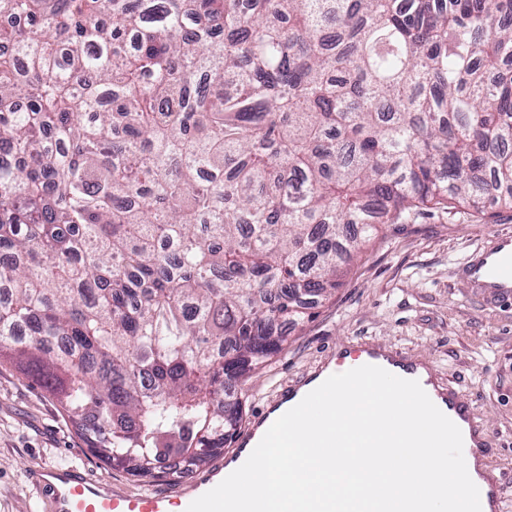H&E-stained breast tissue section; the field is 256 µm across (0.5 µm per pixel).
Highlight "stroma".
Returning a JSON list of instances; mask_svg holds the SVG:
<instances>
[{"label": "stroma", "mask_w": 512, "mask_h": 512, "mask_svg": "<svg viewBox=\"0 0 512 512\" xmlns=\"http://www.w3.org/2000/svg\"><path fill=\"white\" fill-rule=\"evenodd\" d=\"M512 233V209H427L385 225L350 263L332 296L288 325V342L238 384L248 429L288 383L371 339L426 364L472 400L487 433L486 460L512 485V303L484 300L464 275L473 254ZM76 465L115 488L170 491L109 467L56 398L9 361L0 362V512H44L30 473Z\"/></svg>", "instance_id": "obj_1"}]
</instances>
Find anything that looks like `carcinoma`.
Returning <instances> with one entry per match:
<instances>
[{
  "label": "carcinoma",
  "mask_w": 512,
  "mask_h": 512,
  "mask_svg": "<svg viewBox=\"0 0 512 512\" xmlns=\"http://www.w3.org/2000/svg\"><path fill=\"white\" fill-rule=\"evenodd\" d=\"M13 15L0 358L135 477L234 440L231 387L381 225L512 208V0H0Z\"/></svg>",
  "instance_id": "obj_1"
}]
</instances>
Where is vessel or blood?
Returning <instances> with one entry per match:
<instances>
[{"instance_id":"obj_1","label":"vessel or blood","mask_w":512,"mask_h":512,"mask_svg":"<svg viewBox=\"0 0 512 512\" xmlns=\"http://www.w3.org/2000/svg\"><path fill=\"white\" fill-rule=\"evenodd\" d=\"M467 273L474 286L499 300H512V235H498L469 261ZM353 364L376 365L401 378L418 381L433 403L461 429L465 457L485 455L486 442L478 437L482 425L472 402L455 388H439L431 372L413 356L366 340L357 349ZM322 381L321 374L316 373L283 387L277 402L295 406ZM259 438L257 431H250L225 454L222 466L171 492H125L114 488L109 480L91 477L76 467L38 469L32 480L40 489L48 512H186L192 501L246 461ZM473 481L480 491L482 512H504L506 503L512 500V488L502 479L489 481L478 474Z\"/></svg>"}]
</instances>
